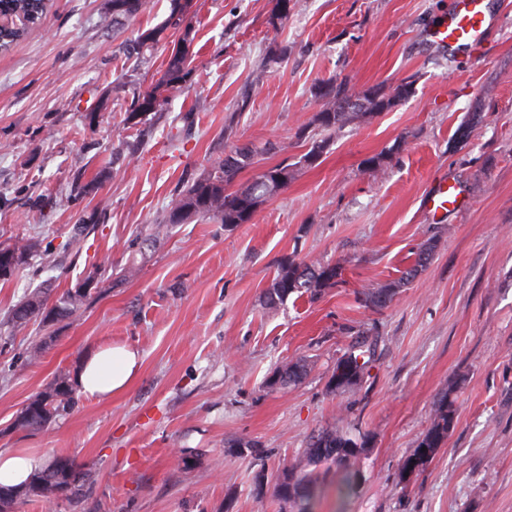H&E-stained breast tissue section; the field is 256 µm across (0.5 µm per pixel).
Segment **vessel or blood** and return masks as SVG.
I'll return each instance as SVG.
<instances>
[{
    "label": "vessel or blood",
    "mask_w": 512,
    "mask_h": 512,
    "mask_svg": "<svg viewBox=\"0 0 512 512\" xmlns=\"http://www.w3.org/2000/svg\"><path fill=\"white\" fill-rule=\"evenodd\" d=\"M493 24L485 0H451L443 22L431 37L438 46L473 53L482 47ZM458 205L456 186L440 180L424 199V208L432 215H444Z\"/></svg>",
    "instance_id": "obj_1"
}]
</instances>
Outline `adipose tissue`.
<instances>
[{
  "label": "adipose tissue",
  "instance_id": "obj_1",
  "mask_svg": "<svg viewBox=\"0 0 512 512\" xmlns=\"http://www.w3.org/2000/svg\"><path fill=\"white\" fill-rule=\"evenodd\" d=\"M140 366L138 353L126 346L90 349L75 371L81 393L103 398L125 392ZM44 465L40 455L27 448L0 450V484L23 485Z\"/></svg>",
  "mask_w": 512,
  "mask_h": 512
}]
</instances>
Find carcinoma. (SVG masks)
<instances>
[{"label": "carcinoma", "instance_id": "carcinoma-1", "mask_svg": "<svg viewBox=\"0 0 512 512\" xmlns=\"http://www.w3.org/2000/svg\"><path fill=\"white\" fill-rule=\"evenodd\" d=\"M108 4L112 26L115 27L119 25V21L126 22L141 12L144 0H108ZM292 8V0H276L270 17L274 33L281 31ZM0 10L19 14L27 19V23L20 28L0 35L2 51L18 41L28 29L41 23L46 11V0H0ZM190 33L191 26L187 24L182 45L171 52L163 75L137 96L135 112L154 111L164 99L166 92L186 81L191 73ZM413 94L414 87L410 81L398 85L389 95L382 94L376 89L357 92L345 80L315 85L314 95L321 101L322 106L312 121L317 133L306 136L309 143L306 153L293 163L283 160L261 172L250 184L234 190L232 184L236 176L242 170L258 163L262 154L284 150V147L273 144L264 147L254 144L234 146L224 158L202 172L191 184L175 195L166 212L164 223L147 228L140 241L155 240L167 231L169 226L185 224L195 217L213 219L226 226L248 223L260 204L288 186V182L294 179L297 168L311 167L321 159L329 149L336 130L353 118H372L389 111ZM39 251L41 240L37 237H21L7 245H0V253H11L17 257V262L13 266L0 270V279L8 280L13 277L26 260ZM433 252L434 245H423L417 252L413 268L395 281L363 288L359 292L361 303L376 310L386 308L398 290L404 287L415 273L430 263ZM110 272L121 281L128 280L137 276L139 266L131 262L114 272L108 263H100L89 271L76 287L64 290L53 300L45 296V293L35 291L12 308L9 314L11 327L17 332L24 331L32 322L51 327L73 315L90 299L93 285ZM339 276L341 267L337 265L306 262L289 256L277 265L276 274L264 293L265 306L274 310L294 293L318 299L327 290L337 286ZM370 363V351L359 345L351 347L336 361V366L327 381V392L335 396L360 387ZM309 370V363L305 359L290 361L277 370L268 381V386L285 388L300 381ZM455 392L456 388L451 386L438 400L430 427L404 461L402 482H409L411 476L418 475L426 468L424 454H429V458L432 459L440 448L445 446L448 435L456 424ZM77 403V388L70 373L60 371L55 374L45 390L33 396L20 409L15 417V426L23 430L43 429L71 414ZM353 442L360 448H368L371 437L348 428L323 429L311 438L307 448L298 456L279 467L273 475V480L280 512H310L311 501L319 492L316 468L322 464L336 466L337 472L340 473L341 486H349L354 476L353 465L360 458V455L349 451ZM88 480L89 475L82 471L74 459L64 457L62 464L57 466L52 474H46V469L42 468L22 486L0 489V512H10L14 503L21 497L37 498L49 506L61 498L81 497Z\"/></svg>", "mask_w": 512, "mask_h": 512}]
</instances>
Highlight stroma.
I'll return each mask as SVG.
<instances>
[{
	"instance_id": "obj_1",
	"label": "stroma",
	"mask_w": 512,
	"mask_h": 512,
	"mask_svg": "<svg viewBox=\"0 0 512 512\" xmlns=\"http://www.w3.org/2000/svg\"><path fill=\"white\" fill-rule=\"evenodd\" d=\"M279 35L273 0H191L190 28L170 0H147L120 29L108 0H49L41 23L0 52V243L38 236L44 250L0 281V450L74 458L85 500L56 512H279L275 470L330 427L369 432L348 494L320 468L312 512H512V0H489L495 23L476 57L436 47L430 32L451 0H294ZM157 29V44L125 47ZM190 35L192 73L156 111L134 97L163 74ZM415 92L337 131L319 164L300 169L253 219L169 227L143 251L177 190L237 144L306 151L299 132L316 83ZM468 138L456 143L460 124ZM387 154L383 169L368 158ZM457 210L435 219L422 200L441 179ZM430 264L385 309L357 294L400 278L422 244ZM339 265L342 282L317 300L263 293L281 258ZM137 262L132 279L102 280L94 300L51 331H13L6 314L39 288L75 287L91 265ZM375 347L362 386L330 395L336 360ZM44 346L29 363L32 344ZM125 345L141 366L123 394L80 395L37 431L17 412L88 349ZM304 358L285 390L265 381ZM457 384L456 426L425 471L402 485L405 459Z\"/></svg>"
}]
</instances>
